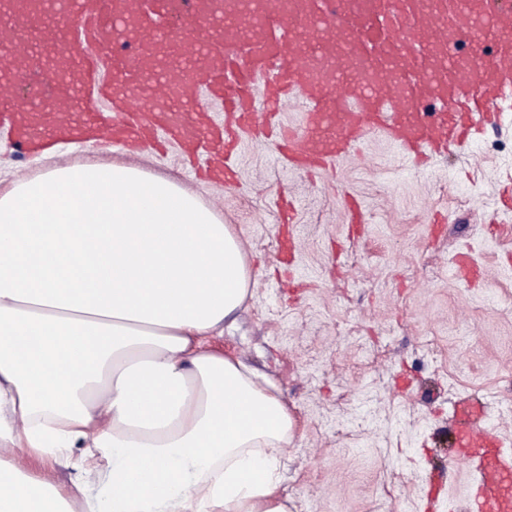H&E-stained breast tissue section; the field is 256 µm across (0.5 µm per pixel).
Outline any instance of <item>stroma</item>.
<instances>
[{
  "label": "stroma",
  "instance_id": "1",
  "mask_svg": "<svg viewBox=\"0 0 512 512\" xmlns=\"http://www.w3.org/2000/svg\"><path fill=\"white\" fill-rule=\"evenodd\" d=\"M112 160L196 193L249 260L245 303L216 344L280 390L295 418L281 470L290 512H458L454 405L512 404V111L418 171L372 137L309 175L248 140L231 186L194 178L176 147L103 141L21 149L0 127V190L61 160ZM355 198L363 221H347ZM469 253L482 278L454 276Z\"/></svg>",
  "mask_w": 512,
  "mask_h": 512
}]
</instances>
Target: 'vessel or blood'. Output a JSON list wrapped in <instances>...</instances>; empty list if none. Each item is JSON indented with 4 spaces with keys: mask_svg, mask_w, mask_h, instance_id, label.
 Wrapping results in <instances>:
<instances>
[{
    "mask_svg": "<svg viewBox=\"0 0 512 512\" xmlns=\"http://www.w3.org/2000/svg\"><path fill=\"white\" fill-rule=\"evenodd\" d=\"M174 0H0V122L17 143H80L87 131L134 148L155 139L205 157L224 184L237 179L242 142L263 138L296 170L326 171L355 157L365 139L394 141L409 167L472 145L487 115L512 102V0H194L196 33L172 38L162 20ZM45 25L30 52L26 27ZM80 21L100 59L58 48ZM491 52H484V43ZM53 59L60 101L16 106L8 90L34 58ZM303 123H280L295 100ZM224 104L216 122L207 101ZM458 459L477 463L465 512H512V454L462 406Z\"/></svg>",
    "mask_w": 512,
    "mask_h": 512,
    "instance_id": "1",
    "label": "vessel or blood"
}]
</instances>
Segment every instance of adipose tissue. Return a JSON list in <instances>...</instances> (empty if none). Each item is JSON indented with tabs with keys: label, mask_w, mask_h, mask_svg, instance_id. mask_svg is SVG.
Listing matches in <instances>:
<instances>
[{
	"label": "adipose tissue",
	"mask_w": 512,
	"mask_h": 512,
	"mask_svg": "<svg viewBox=\"0 0 512 512\" xmlns=\"http://www.w3.org/2000/svg\"><path fill=\"white\" fill-rule=\"evenodd\" d=\"M249 284L222 216L140 169L0 191V451L76 474L0 464V512H288L292 414L214 344Z\"/></svg>",
	"instance_id": "ef3b65f1"
}]
</instances>
